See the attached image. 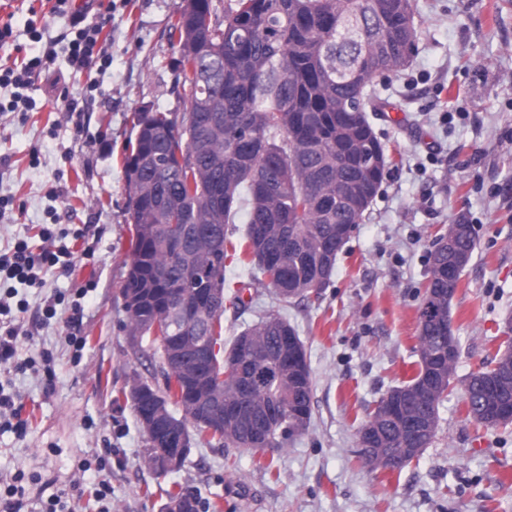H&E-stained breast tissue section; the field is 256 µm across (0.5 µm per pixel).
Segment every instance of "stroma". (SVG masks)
Instances as JSON below:
<instances>
[{
	"mask_svg": "<svg viewBox=\"0 0 512 512\" xmlns=\"http://www.w3.org/2000/svg\"><path fill=\"white\" fill-rule=\"evenodd\" d=\"M177 0H103L74 27L73 5L0 0V65L41 57L25 112H0V249L36 227L57 232L76 270L50 268L39 288L0 281L26 303L18 356L0 363V384L19 396L26 434L0 432V487L22 471L27 512L82 483L66 512H98L106 480L110 512H161L169 492L198 493L206 512H512V424L468 417L459 391L439 408L432 443L396 470L357 457V428L389 388L414 376L417 322L428 254L447 225L468 222L477 247L451 299L460 344L457 378L490 362L512 315V0H414L417 51L404 71L378 77L387 112L372 124L390 164L336 261L331 283L305 301L278 300L233 262L225 268L224 340L261 318L287 320L302 339L314 383L308 430L280 448L194 443L183 467L159 477L143 457L146 436L122 391L132 375L156 376L158 359L136 349L121 287L132 229L122 158L141 107L181 112ZM37 33H30L29 23ZM103 25L97 63L77 70L69 52L79 28ZM78 104L68 111L67 100ZM87 286L82 299L74 288ZM81 307L82 321L72 320ZM52 319H45L47 308ZM82 337L74 345L72 337Z\"/></svg>",
	"mask_w": 512,
	"mask_h": 512,
	"instance_id": "35a3bbf8",
	"label": "stroma"
}]
</instances>
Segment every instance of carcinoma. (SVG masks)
<instances>
[{"label":"carcinoma","mask_w":512,"mask_h":512,"mask_svg":"<svg viewBox=\"0 0 512 512\" xmlns=\"http://www.w3.org/2000/svg\"><path fill=\"white\" fill-rule=\"evenodd\" d=\"M213 0H191L170 33L178 35L181 57L174 60L177 81L186 92L184 112L134 113L135 138L124 157L128 213L134 241L131 265L121 294L148 293L133 307L124 304L128 333L158 350L149 340L155 321L175 302L170 283L186 294L221 296L208 313L200 335L219 345L207 361L190 357L183 369H199L226 404L237 403L242 419L257 423L276 404L282 422L270 447L303 434L310 425L313 382L310 366L297 381L284 364L285 350L269 315L242 331L224 347V268L229 257L226 225L248 205L244 246L265 286L285 301L314 295L316 277L331 279L346 241L337 238L343 224L360 223L389 163L385 145L368 113L384 112L376 78L406 69L419 28L413 0H235L222 20H212ZM185 232L183 253L165 240V228ZM217 237L219 252L195 245L199 237ZM470 262L477 247L474 226L455 239ZM429 278L419 309L417 372L389 389L405 396L406 417L382 414L381 397L359 429V456L365 448H425L436 428L419 434L408 423L439 419V408L455 380L456 365L442 368L443 381L424 389L422 358L441 347L437 316L448 310L453 281L440 278L448 255L431 250ZM253 336L261 355L249 366L234 356L242 338ZM164 392L182 408L181 426L194 402L177 389L178 367L163 373ZM468 416L486 427L508 420L487 417L486 410L512 400V339L488 365L460 381ZM212 437L235 448L246 445L240 424L224 421Z\"/></svg>","instance_id":"1"}]
</instances>
